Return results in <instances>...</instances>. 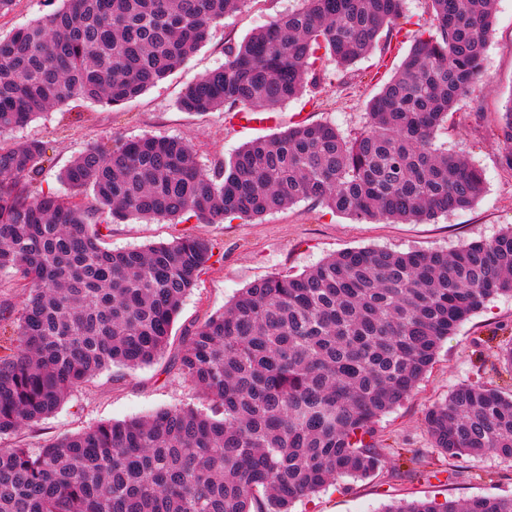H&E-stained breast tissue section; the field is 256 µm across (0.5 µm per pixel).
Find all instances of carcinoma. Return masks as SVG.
<instances>
[{"mask_svg":"<svg viewBox=\"0 0 512 512\" xmlns=\"http://www.w3.org/2000/svg\"><path fill=\"white\" fill-rule=\"evenodd\" d=\"M0 36V130L74 98L121 108L165 79L247 0H58ZM429 21L349 138L298 121L244 144L209 172L174 137L85 148L34 192L46 156L30 140L0 146V273L21 288L0 305V436L53 415L112 365L161 358L186 294L214 256L184 236L114 251L112 219L219 224L312 201L357 221L423 223L473 206L482 172L436 146L458 97L482 76L493 0H430ZM403 0H301L189 85L185 112H269L344 67L385 31ZM512 170V99L496 129ZM512 295V226L451 251L358 248L297 276L270 275L186 332L174 362L207 409L175 407L90 426L39 448H0V512H290L338 477L385 467L378 420L407 400L442 342L490 299ZM424 426L448 459L512 460V392L479 381L429 408ZM384 512H512V496L412 500Z\"/></svg>","mask_w":512,"mask_h":512,"instance_id":"carcinoma-1","label":"carcinoma"}]
</instances>
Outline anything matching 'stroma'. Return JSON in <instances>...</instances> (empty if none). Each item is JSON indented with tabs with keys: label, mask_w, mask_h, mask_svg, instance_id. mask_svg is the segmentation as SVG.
<instances>
[{
	"label": "stroma",
	"mask_w": 512,
	"mask_h": 512,
	"mask_svg": "<svg viewBox=\"0 0 512 512\" xmlns=\"http://www.w3.org/2000/svg\"><path fill=\"white\" fill-rule=\"evenodd\" d=\"M295 5V0H248L213 28L207 44L173 74L121 109L72 100L22 129L0 134V142L44 143L46 157L32 182L37 191L59 188L58 175L75 156L89 145L115 137L181 139L193 146L199 163L209 170L230 159L246 142L283 132L298 120L328 122L344 135H355L366 126L372 99L400 66L409 44H393L381 37L367 57L347 69L323 59V80L311 97L302 96L277 108L273 122L267 124H231L224 112L197 115L178 106L186 86L223 65L226 47L240 44L252 31ZM483 70V80L458 98L436 133L438 146L464 155L484 173L485 192L470 208L428 223L410 224L358 222L309 202L257 219H228L221 224L135 219L116 223L110 215H103V223L109 226L104 241L108 248H140L195 235L210 239L215 255L186 296L163 358L135 370L115 367L100 373L73 392L54 415L0 438V448H37L100 422L198 404L193 386L173 363L180 338L258 279L271 274L297 275L329 255L354 248L450 251L464 242L490 239L512 225V171L501 165L494 137L501 114L512 101V0H495ZM509 339L512 296L500 295L458 326L442 343L416 393L377 424L386 446L417 449L419 461H410L405 454L391 457L377 476L337 479L319 493L297 500L292 512H380L384 505L401 500L512 495V463L493 455L460 462L447 459L433 447L423 426L426 411L458 384L479 381L512 389V373L498 359L500 344Z\"/></svg>",
	"instance_id": "1"
}]
</instances>
